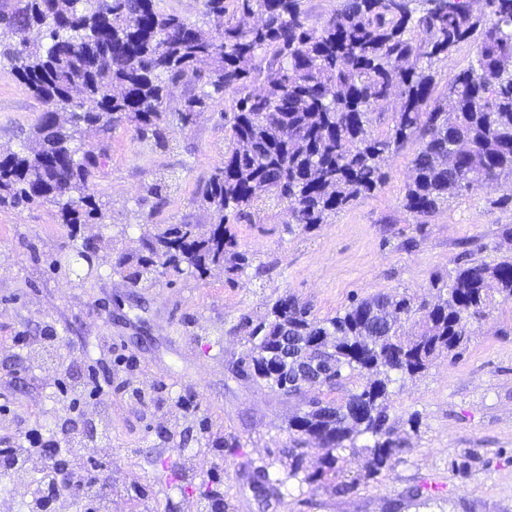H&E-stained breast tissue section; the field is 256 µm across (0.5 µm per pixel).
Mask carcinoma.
Returning <instances> with one entry per match:
<instances>
[{"instance_id":"1","label":"carcinoma","mask_w":512,"mask_h":512,"mask_svg":"<svg viewBox=\"0 0 512 512\" xmlns=\"http://www.w3.org/2000/svg\"><path fill=\"white\" fill-rule=\"evenodd\" d=\"M486 5L478 17L470 0H344L312 28L303 0H203L214 21L206 31L154 0H0V60L46 105L35 146L0 153V207L51 202L70 225L103 218L94 177L104 154L80 151L81 127L131 126L165 149L167 88L184 82L198 89L180 109L185 123L225 90L237 92L224 112L222 161L202 195L216 223L206 236L192 224L143 233L134 278L201 277L216 266L245 273L253 258L230 219L249 220L272 198L305 231L326 224L384 184L387 156L412 138L419 147L403 207L428 218L454 192L512 179V0ZM250 15L265 24L245 25ZM471 39L474 61L434 96L435 62ZM68 260L121 270L131 257L120 251L107 261L83 244ZM433 287L432 304L378 294L327 318L286 295L249 330L238 373L285 397L303 394L297 342L308 345L327 394L366 378L343 401L313 397L289 417L278 449L288 472L278 484L349 492L400 463L405 446L388 426L391 374L413 376L463 354L472 321L512 302V257L458 266ZM414 318L419 331L407 336L403 324ZM361 435L372 441L363 446L366 470L344 482L341 452ZM313 447L325 453L309 471ZM247 486L261 503L273 492L264 469Z\"/></svg>"}]
</instances>
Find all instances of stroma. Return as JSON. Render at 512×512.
Masks as SVG:
<instances>
[{
  "mask_svg": "<svg viewBox=\"0 0 512 512\" xmlns=\"http://www.w3.org/2000/svg\"><path fill=\"white\" fill-rule=\"evenodd\" d=\"M234 96L226 91L191 124L170 119L165 149L130 128L107 135L83 128L81 148L106 152L95 177L101 221L71 227L49 203L0 208V398L55 438L52 415L62 407L55 368L64 362L71 376L84 375L101 360L105 336L113 383L163 385L162 411L117 391L96 409L110 426L112 478L120 487L114 512H199L219 458L229 512H512V303L473 324L459 358H438L412 377L394 375L389 423L409 448L392 471L345 494L294 480L267 502L254 499L243 474L283 472L277 450L303 399L235 372L248 348L244 321L264 319L281 296L320 318L378 293L432 302L434 281L460 260L511 257L512 204L504 198L512 181L451 197L417 223L402 206L419 147L412 140L387 158L386 182L331 223L307 233L289 228L287 212L272 201L256 223H235L241 249L255 261L245 274L215 268L201 280L164 275L149 284L109 268L79 277L62 264L77 243H91L102 257L137 252L148 224L208 232L215 218L201 198L224 153L222 112ZM44 109L1 63L0 151L26 144ZM52 333L63 338L58 352L45 354L42 369L23 372L27 351L14 336ZM205 423L238 447L207 451ZM413 485L425 486L424 495L405 499Z\"/></svg>",
  "mask_w": 512,
  "mask_h": 512,
  "instance_id": "1",
  "label": "stroma"
}]
</instances>
